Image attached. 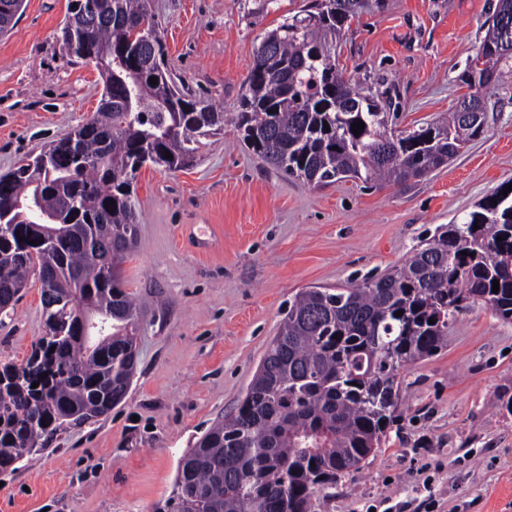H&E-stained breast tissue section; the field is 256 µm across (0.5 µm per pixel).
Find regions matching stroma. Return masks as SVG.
I'll use <instances>...</instances> for the list:
<instances>
[{
  "instance_id": "obj_1",
  "label": "stroma",
  "mask_w": 512,
  "mask_h": 512,
  "mask_svg": "<svg viewBox=\"0 0 512 512\" xmlns=\"http://www.w3.org/2000/svg\"><path fill=\"white\" fill-rule=\"evenodd\" d=\"M0 34V174L96 112L103 83L60 41L68 0H24ZM306 0H152L174 75L224 110L194 164L135 180L140 244L121 266L141 316L136 373L106 416L59 434L0 473V512H153L184 452L246 394L294 296L343 288L404 263L442 224L512 182V81L483 89L487 125L410 187L358 179L314 187L243 142L236 102L257 48ZM497 0H387L336 41L347 78L391 102L392 131L445 119ZM217 235L199 254L186 231ZM45 333L30 279L0 319V363ZM512 321L470 302L446 344L401 372L395 418L360 468L320 491L317 512H512Z\"/></svg>"
}]
</instances>
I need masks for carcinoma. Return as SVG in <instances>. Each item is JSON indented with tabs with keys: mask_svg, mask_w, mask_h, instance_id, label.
<instances>
[{
	"mask_svg": "<svg viewBox=\"0 0 512 512\" xmlns=\"http://www.w3.org/2000/svg\"><path fill=\"white\" fill-rule=\"evenodd\" d=\"M77 2L62 48L87 64L109 57L115 65L110 75L99 71L104 91L93 117L51 142L42 164L0 174V315L32 274L41 296L72 297L80 310L42 305L46 333L32 355L0 364V471L18 469L66 426L107 415V399H124L137 359L138 312L120 287V265L138 243L133 181L147 166L181 170L198 137L224 128V112L174 86L148 0ZM330 2L309 0L267 34L272 50L257 51L237 101L238 131L276 171L317 186L344 174L403 185L484 132L483 122L462 123L473 100L465 96L448 123L382 141L378 96L343 77L333 49L345 22L386 0ZM22 4L0 0V33ZM502 13L512 15V0H498L480 52L495 82L512 74ZM21 199L29 205L17 207ZM469 301L512 320V191L501 187L465 221L438 227L404 265L295 295L236 411L184 453L155 512H314L317 491L378 448L400 370L434 355L448 318Z\"/></svg>",
	"mask_w": 512,
	"mask_h": 512,
	"instance_id": "carcinoma-1",
	"label": "carcinoma"
}]
</instances>
